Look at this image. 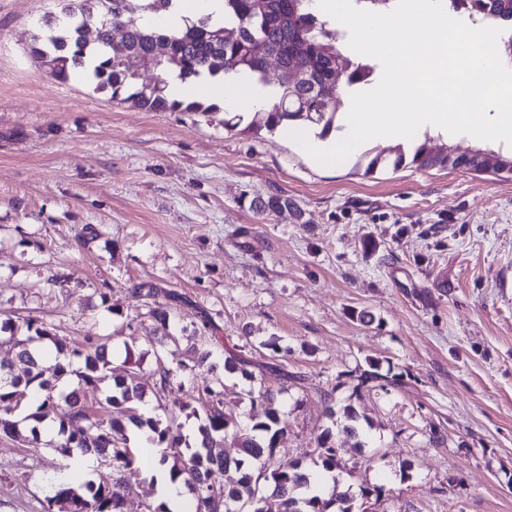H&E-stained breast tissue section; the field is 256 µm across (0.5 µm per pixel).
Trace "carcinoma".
Returning a JSON list of instances; mask_svg holds the SVG:
<instances>
[{
	"instance_id": "obj_1",
	"label": "carcinoma",
	"mask_w": 512,
	"mask_h": 512,
	"mask_svg": "<svg viewBox=\"0 0 512 512\" xmlns=\"http://www.w3.org/2000/svg\"><path fill=\"white\" fill-rule=\"evenodd\" d=\"M61 15L49 16L28 43L30 56L60 82L74 70L84 69L95 89L110 93V99L130 103L147 111L212 112L213 105L198 101L171 100L166 94L167 76L176 74L188 82L204 74H244L256 85L266 87L269 61L278 64L280 75L272 90L271 107L254 109L256 118L247 131L305 125L318 130L321 138L343 129L342 92L369 81L375 65L355 62L336 47V31L312 9L314 0H224V25L211 26L201 19L170 33L145 22L168 8L171 0H62ZM450 0L455 11H464L484 22L512 13V0ZM136 59L140 66L128 65ZM156 73L152 81L141 79L140 71ZM440 136L424 133L420 144L405 150L371 148L356 160V166L373 173L378 169L404 167L427 169L451 166L476 172L512 173V153L497 152L491 159L476 162L465 155L448 157L437 152ZM261 212H276L288 206V199L271 196L251 203ZM135 296L152 301L149 317L154 329L163 332L158 343L173 335L170 307L157 301L159 289L142 283ZM12 352V360H0V432L13 434L19 425L29 426L31 443L40 441L39 425L63 410L57 449L72 456L92 454L108 457L112 468L121 472L136 462L130 448V433L137 429L147 441L168 449L161 462H171L172 478H182L192 499L188 512H201L207 491L222 489L223 512H264L265 500L279 501L280 512H357V502L381 497L382 488L354 487L336 474V437L340 433L361 440L360 418L352 405L335 410L331 393L323 392L332 427L326 429L309 456L283 465L275 458L279 435L286 429L279 410L283 390L247 391L252 415L250 422L233 429L224 414V387L205 385L198 399L206 406L204 423L198 428L196 448L182 449L185 443L178 422L180 417H198V411L185 401L174 385L178 375L171 369L158 370L155 391L163 417H144L140 404L144 393L126 377L112 373L108 344L69 342L45 323L29 318L0 322V348ZM49 346L67 363H57L54 380L44 378L37 348ZM246 360L235 353L224 356V373L251 378ZM394 378L380 372V364L369 362V369L357 376L354 393L366 389L387 390ZM100 391L104 398L98 407L88 404L87 392ZM124 410L126 420L114 418L110 409ZM233 432L240 455L230 459L222 445L227 432ZM241 472L235 486L224 483V471ZM66 500L77 512H124L121 485L103 486L87 481L78 486L67 480L53 484L46 497L50 512L53 503Z\"/></svg>"
}]
</instances>
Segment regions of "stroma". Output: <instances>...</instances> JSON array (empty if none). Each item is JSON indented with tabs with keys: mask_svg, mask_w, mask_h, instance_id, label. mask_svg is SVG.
<instances>
[{
	"mask_svg": "<svg viewBox=\"0 0 512 512\" xmlns=\"http://www.w3.org/2000/svg\"><path fill=\"white\" fill-rule=\"evenodd\" d=\"M59 11L0 0V321L110 341L117 368L133 342L150 393L158 366L192 365L185 394L224 379L237 422L243 389L280 391L283 464L330 427L332 391L372 425V447L336 442L348 482L383 490L367 512H512V174H368L351 158L313 161L277 132L225 127L220 111L112 101L27 53ZM272 195L288 208L247 206ZM144 282L169 293L179 342L148 341ZM200 336L246 358L253 381L193 366ZM372 360L395 385L354 395ZM63 460L52 440L1 434L0 512H43Z\"/></svg>",
	"mask_w": 512,
	"mask_h": 512,
	"instance_id": "stroma-1",
	"label": "stroma"
}]
</instances>
